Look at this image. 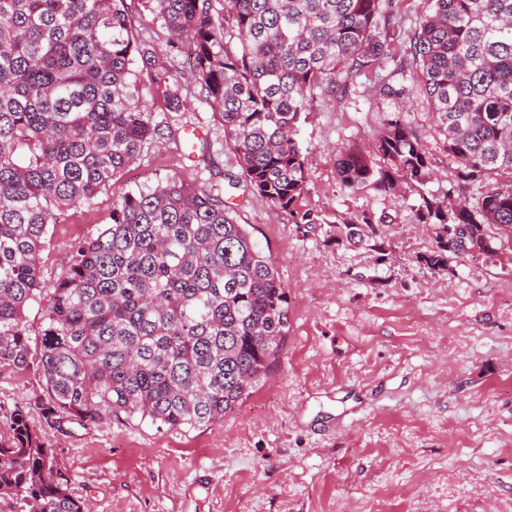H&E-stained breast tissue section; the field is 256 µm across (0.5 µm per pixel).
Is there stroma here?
<instances>
[{"instance_id": "obj_1", "label": "stroma", "mask_w": 512, "mask_h": 512, "mask_svg": "<svg viewBox=\"0 0 512 512\" xmlns=\"http://www.w3.org/2000/svg\"><path fill=\"white\" fill-rule=\"evenodd\" d=\"M129 10L191 105L169 111L143 72L140 102L154 121L202 137L190 149L146 147L91 205L63 209L40 254L42 286L64 274L71 245L108 223L113 200L176 179L222 191L270 255L288 290V334L256 390L223 421L192 430L122 413L60 426L36 369L0 366V441L23 413L91 512H512V250L432 272L422 257L435 236L418 217L424 198L473 203L511 186L512 174L459 186L423 93L412 90L397 112L370 71L342 98L315 95L302 117L308 179L295 209L325 223H295L240 187L239 158L162 20L145 0ZM394 118L430 159L422 189L344 188L340 150L373 144ZM198 151L210 163L196 162ZM365 216L379 237L328 238L329 225Z\"/></svg>"}]
</instances>
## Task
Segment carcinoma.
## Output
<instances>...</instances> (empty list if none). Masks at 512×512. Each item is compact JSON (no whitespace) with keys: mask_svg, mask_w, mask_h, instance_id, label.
Returning a JSON list of instances; mask_svg holds the SVG:
<instances>
[{"mask_svg":"<svg viewBox=\"0 0 512 512\" xmlns=\"http://www.w3.org/2000/svg\"><path fill=\"white\" fill-rule=\"evenodd\" d=\"M185 52L246 190L298 224L306 191L298 125L316 90L333 93L377 68L401 27L393 0H150ZM141 61L172 112L187 110L166 57L143 43L127 0H0V365L32 363L25 310L41 299L39 259L57 212L90 204L145 146L177 130L152 119L131 91ZM423 85L448 156L463 182L512 172V0H427L412 60L380 92L406 97ZM429 158L399 119L377 143L346 149L338 176L349 189L420 185ZM435 226L423 256L490 255L512 239V188L479 201H424ZM470 226L465 245L448 225ZM335 238L375 233L330 227ZM288 291L271 259L224 199L167 180L112 202L110 224L70 249L69 268L43 312L37 368L57 420L96 423L123 413L170 429L224 420L267 376L288 334ZM12 512H88L55 469L23 414L0 443V503Z\"/></svg>","mask_w":512,"mask_h":512,"instance_id":"obj_1","label":"carcinoma"}]
</instances>
